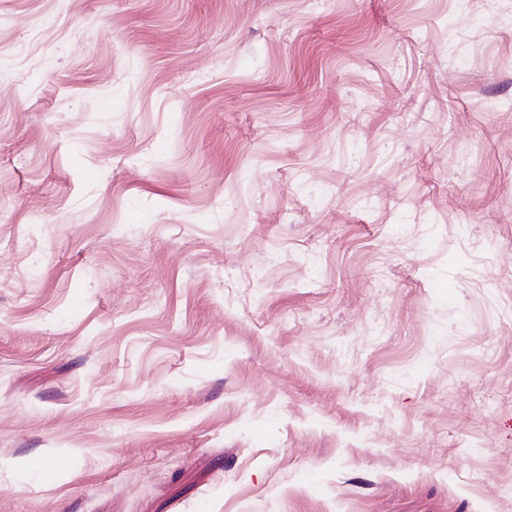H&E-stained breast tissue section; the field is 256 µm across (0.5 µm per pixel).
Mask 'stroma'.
<instances>
[{
    "mask_svg": "<svg viewBox=\"0 0 512 512\" xmlns=\"http://www.w3.org/2000/svg\"><path fill=\"white\" fill-rule=\"evenodd\" d=\"M0 512H512V0H0Z\"/></svg>",
    "mask_w": 512,
    "mask_h": 512,
    "instance_id": "stroma-1",
    "label": "stroma"
}]
</instances>
